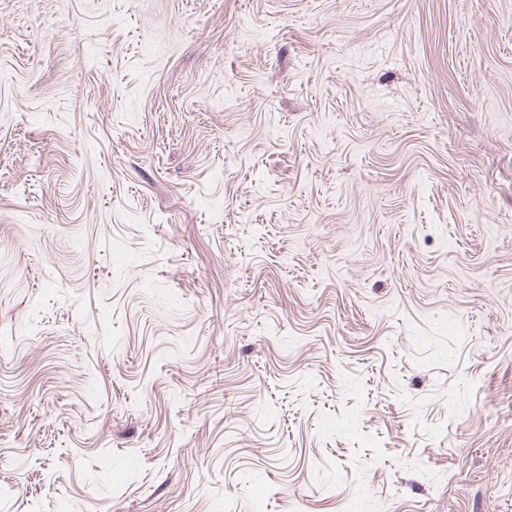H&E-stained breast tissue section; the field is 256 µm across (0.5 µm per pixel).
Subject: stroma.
<instances>
[{"instance_id":"1","label":"stroma","mask_w":512,"mask_h":512,"mask_svg":"<svg viewBox=\"0 0 512 512\" xmlns=\"http://www.w3.org/2000/svg\"><path fill=\"white\" fill-rule=\"evenodd\" d=\"M0 512H512V0H0Z\"/></svg>"}]
</instances>
